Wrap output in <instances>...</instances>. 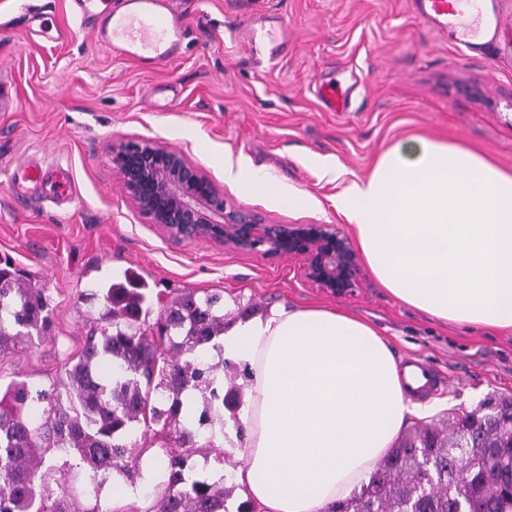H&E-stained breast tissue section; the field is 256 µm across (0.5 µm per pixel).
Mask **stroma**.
<instances>
[{"label": "stroma", "mask_w": 512, "mask_h": 512, "mask_svg": "<svg viewBox=\"0 0 512 512\" xmlns=\"http://www.w3.org/2000/svg\"><path fill=\"white\" fill-rule=\"evenodd\" d=\"M70 0H0V82L13 103L0 111V256L45 289L50 328L0 361V383L49 386L105 313L102 294L133 270L148 284V321L188 290L225 296L238 320L275 306L340 310L371 323L397 359L418 357L448 384L421 400L410 426L442 424L487 398L512 399V334L439 322L393 299L361 267L359 286L334 296L309 286L295 257L264 258L206 238H170L139 212L112 169L111 148L151 139L181 152L237 208L271 224L347 229L307 159L338 161L344 179L367 176L380 153L413 136L462 140L512 168V0H496L497 36L466 60L456 29L421 24L409 0H179L187 26L181 56L154 69L115 56L81 29ZM54 14L67 40L29 35L25 10ZM272 32L275 62L256 55L251 23ZM341 79L347 108L327 111L322 82ZM44 151L68 161L81 197L70 213L16 197L5 174ZM274 176L310 202L290 209L241 193L225 161ZM240 441L196 448L190 478L233 484ZM242 497L227 501L236 512Z\"/></svg>", "instance_id": "35a3bbf8"}]
</instances>
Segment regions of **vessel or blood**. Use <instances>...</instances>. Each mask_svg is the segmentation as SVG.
Instances as JSON below:
<instances>
[{
  "instance_id": "1",
  "label": "vessel or blood",
  "mask_w": 512,
  "mask_h": 512,
  "mask_svg": "<svg viewBox=\"0 0 512 512\" xmlns=\"http://www.w3.org/2000/svg\"><path fill=\"white\" fill-rule=\"evenodd\" d=\"M90 2L73 0V12L81 27L92 32L97 43L111 53L149 67L170 62L180 55L185 26L173 0H122L117 7L112 0H100L102 7L98 10L92 9ZM412 6L422 24L439 31L447 30L457 13L455 0H412ZM22 22L45 39L56 41L64 36L48 13L26 12ZM9 180L16 195H42L61 203L66 210L79 197L78 185L69 168L46 154L17 163ZM402 367L424 379L421 386L408 387L410 397H429L446 385L445 377L425 361L408 358Z\"/></svg>"
}]
</instances>
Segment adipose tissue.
Here are the masks:
<instances>
[{"instance_id": "adipose-tissue-1", "label": "adipose tissue", "mask_w": 512, "mask_h": 512, "mask_svg": "<svg viewBox=\"0 0 512 512\" xmlns=\"http://www.w3.org/2000/svg\"><path fill=\"white\" fill-rule=\"evenodd\" d=\"M334 205L365 264L398 302L458 325L512 330V169L461 142L415 137L343 181ZM227 182L305 206L303 192L225 162ZM224 360L249 378L224 434L243 433L234 473L256 512H329L353 497L421 408L405 394L394 351L355 316L278 308L226 328Z\"/></svg>"}]
</instances>
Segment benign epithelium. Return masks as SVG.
Masks as SVG:
<instances>
[{"label":"benign epithelium","mask_w":512,"mask_h":512,"mask_svg":"<svg viewBox=\"0 0 512 512\" xmlns=\"http://www.w3.org/2000/svg\"><path fill=\"white\" fill-rule=\"evenodd\" d=\"M130 199L170 237L207 238L240 253L300 258L304 281L342 296L358 287L361 258L335 224H266L234 207L184 156L151 140L112 148Z\"/></svg>","instance_id":"obj_1"}]
</instances>
